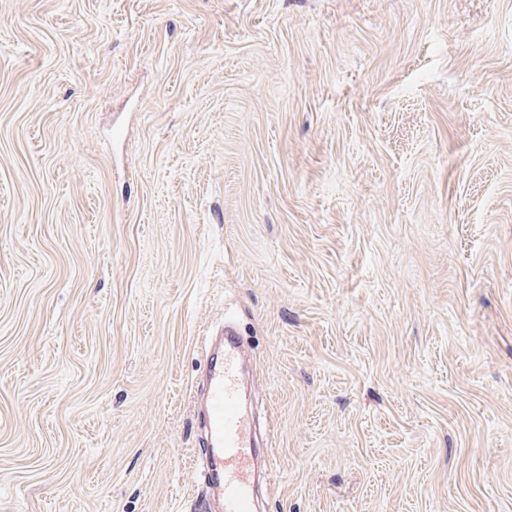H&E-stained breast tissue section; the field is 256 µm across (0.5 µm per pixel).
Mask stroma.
<instances>
[{"mask_svg": "<svg viewBox=\"0 0 512 512\" xmlns=\"http://www.w3.org/2000/svg\"><path fill=\"white\" fill-rule=\"evenodd\" d=\"M228 313L261 512H512V0H0V512H196Z\"/></svg>", "mask_w": 512, "mask_h": 512, "instance_id": "obj_1", "label": "stroma"}]
</instances>
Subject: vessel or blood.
<instances>
[{
    "label": "vessel or blood",
    "mask_w": 512,
    "mask_h": 512,
    "mask_svg": "<svg viewBox=\"0 0 512 512\" xmlns=\"http://www.w3.org/2000/svg\"><path fill=\"white\" fill-rule=\"evenodd\" d=\"M242 347L233 334L212 366L206 393V446L211 467L205 483L220 496L224 512H254L252 481L253 424L239 402Z\"/></svg>",
    "instance_id": "vessel-or-blood-1"
}]
</instances>
